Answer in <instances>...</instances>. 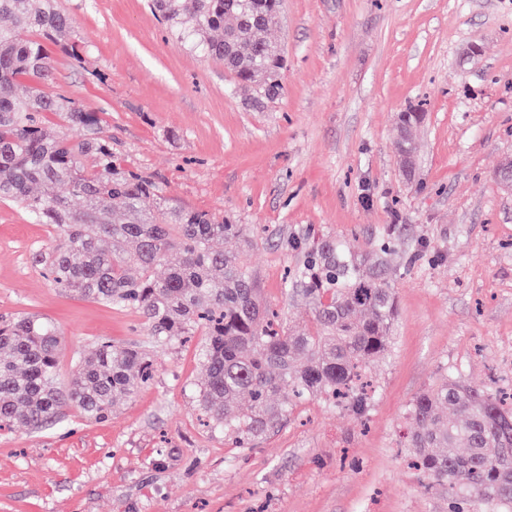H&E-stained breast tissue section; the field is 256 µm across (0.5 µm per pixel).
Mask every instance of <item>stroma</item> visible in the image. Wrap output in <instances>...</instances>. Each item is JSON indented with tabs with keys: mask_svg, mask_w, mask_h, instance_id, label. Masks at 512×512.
Listing matches in <instances>:
<instances>
[{
	"mask_svg": "<svg viewBox=\"0 0 512 512\" xmlns=\"http://www.w3.org/2000/svg\"><path fill=\"white\" fill-rule=\"evenodd\" d=\"M82 61L53 54L55 91L98 113L112 150L172 204L255 228L242 260L283 318L292 238L365 248L400 233L391 351L366 421L312 401L252 448L199 425L198 341L155 353L152 384L90 421L0 430V512H448L408 465L406 410L449 368L512 386V0H284L272 36L285 94L260 105L179 44L147 0H59ZM424 114L404 168L399 113ZM48 228L0 202V316L63 334L58 381L102 338L147 346L131 310L53 288Z\"/></svg>",
	"mask_w": 512,
	"mask_h": 512,
	"instance_id": "obj_1",
	"label": "stroma"
}]
</instances>
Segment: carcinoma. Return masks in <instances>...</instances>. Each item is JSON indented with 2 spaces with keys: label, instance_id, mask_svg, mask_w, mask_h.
Instances as JSON below:
<instances>
[{
  "label": "carcinoma",
  "instance_id": "obj_1",
  "mask_svg": "<svg viewBox=\"0 0 512 512\" xmlns=\"http://www.w3.org/2000/svg\"><path fill=\"white\" fill-rule=\"evenodd\" d=\"M172 36L224 64L262 103L283 92L282 48L269 37L283 0H149ZM71 20L58 0H0V201L59 243L34 254L49 281L68 293L135 311L150 344L163 350L203 336L205 372L198 402L210 428L238 448L280 429L307 399L355 416L373 394L361 372L390 348L396 315L391 247L354 250L323 236L292 239L302 260L284 294L309 306L302 326L279 320L226 238L251 245L248 225L166 203L157 179L112 153V136L95 112L53 90L48 46L79 56ZM28 82L25 96L13 88ZM55 115L84 128L73 141L48 126ZM419 112L399 116L400 151L411 162ZM60 333L43 317H0V425L39 429L76 409L100 421L155 378L142 348L97 341L64 387L57 378ZM448 377L408 405L410 454L424 490L448 497L450 512H512V430L494 415L512 408L493 390Z\"/></svg>",
  "mask_w": 512,
  "mask_h": 512
}]
</instances>
